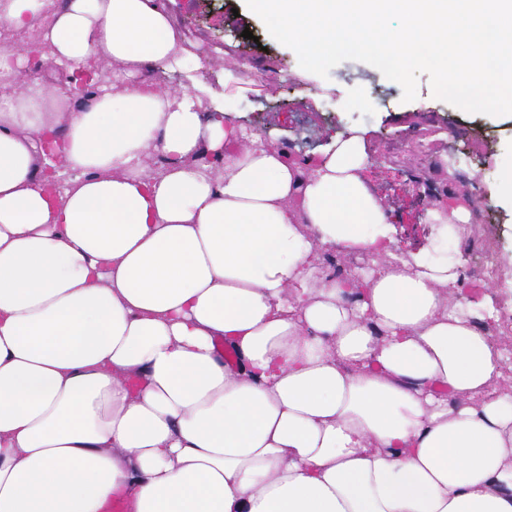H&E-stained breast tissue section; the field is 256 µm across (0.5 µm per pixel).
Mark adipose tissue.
Here are the masks:
<instances>
[{"mask_svg":"<svg viewBox=\"0 0 512 512\" xmlns=\"http://www.w3.org/2000/svg\"><path fill=\"white\" fill-rule=\"evenodd\" d=\"M168 3L0 0V512H512V279L472 302L430 254L470 201L444 175L400 251L364 130L302 164L152 78Z\"/></svg>","mask_w":512,"mask_h":512,"instance_id":"1","label":"adipose tissue"}]
</instances>
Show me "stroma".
<instances>
[{
    "label": "stroma",
    "mask_w": 512,
    "mask_h": 512,
    "mask_svg": "<svg viewBox=\"0 0 512 512\" xmlns=\"http://www.w3.org/2000/svg\"><path fill=\"white\" fill-rule=\"evenodd\" d=\"M177 3L187 37L205 32L207 47L233 51L260 78L228 79L223 67L189 61L164 71L166 85L179 87L195 78L213 86L224 94L226 121L261 131L298 161L312 157L336 132L368 129L380 164L374 184L392 208L406 250L430 233L422 188L451 171L456 188L476 205L466 241L448 244L461 261L463 288L512 279V187L504 179L512 169V115L464 112L435 98L425 74L410 102L403 101L398 83L363 62H341L329 77H320L301 68L296 53L274 40L243 0ZM364 91L369 105L353 106Z\"/></svg>",
    "instance_id": "obj_1"
}]
</instances>
